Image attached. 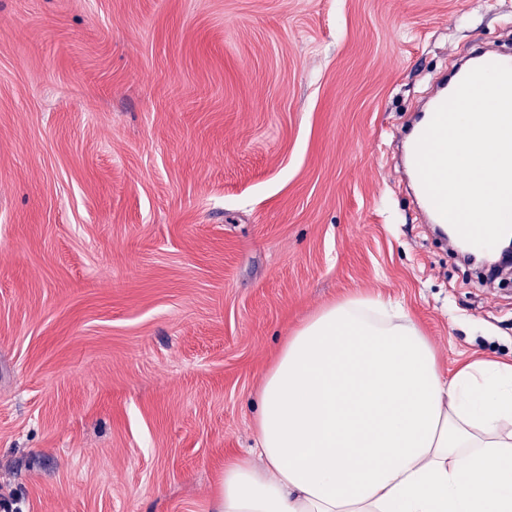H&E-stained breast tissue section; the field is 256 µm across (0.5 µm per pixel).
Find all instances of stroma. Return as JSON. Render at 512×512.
I'll list each match as a JSON object with an SVG mask.
<instances>
[{
    "instance_id": "stroma-1",
    "label": "stroma",
    "mask_w": 512,
    "mask_h": 512,
    "mask_svg": "<svg viewBox=\"0 0 512 512\" xmlns=\"http://www.w3.org/2000/svg\"><path fill=\"white\" fill-rule=\"evenodd\" d=\"M512 0H0V500L215 512L293 332L400 303L512 363V280L424 224L392 132Z\"/></svg>"
}]
</instances>
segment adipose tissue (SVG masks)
Listing matches in <instances>:
<instances>
[{"label":"adipose tissue","instance_id":"1","mask_svg":"<svg viewBox=\"0 0 512 512\" xmlns=\"http://www.w3.org/2000/svg\"><path fill=\"white\" fill-rule=\"evenodd\" d=\"M216 512H512V364L445 374L400 305L352 296L267 371Z\"/></svg>","mask_w":512,"mask_h":512}]
</instances>
